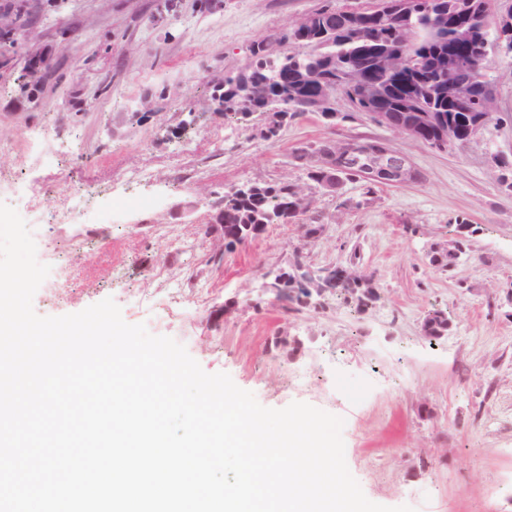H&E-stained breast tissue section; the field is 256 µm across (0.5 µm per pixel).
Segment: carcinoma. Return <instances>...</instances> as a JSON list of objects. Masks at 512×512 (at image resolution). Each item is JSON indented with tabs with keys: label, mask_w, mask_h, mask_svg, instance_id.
<instances>
[{
	"label": "carcinoma",
	"mask_w": 512,
	"mask_h": 512,
	"mask_svg": "<svg viewBox=\"0 0 512 512\" xmlns=\"http://www.w3.org/2000/svg\"><path fill=\"white\" fill-rule=\"evenodd\" d=\"M426 2L427 0H412V14L400 30L379 22L374 7L348 12L341 10L340 16L349 15L359 25L373 28V36L364 41L338 32L334 43L326 46L315 45L306 54L288 57V67L321 69L329 72L336 91L343 95H348L350 90L356 89L352 82H358L363 78L379 80L389 86L382 106L363 102L358 107L360 112L367 114L378 112L382 108L388 112H401L406 98L414 95L423 107L434 113L437 123L446 124L453 119L462 127L467 115L456 111L448 105V100L440 95L441 89L448 83V75L437 69L422 72L406 65L386 75L379 70L375 62L378 51L395 45L402 37L409 45L411 56L422 50L436 54L451 48L452 32H434L427 27L426 18L422 13V7ZM493 3L494 0H474V10L463 9L456 15V19L486 25ZM239 74L251 75L261 83L260 103L252 109H244L220 93L214 96L213 100L216 103V110L224 115L244 119L257 112L266 118L270 112H279L288 121L312 111L315 87L294 88L290 75L279 69L278 63L256 59L239 71ZM300 192V184L291 181L255 184L244 192L231 188L224 191V197L219 201V209L212 215V222L285 224L299 205ZM324 295L335 297L359 312L373 307L380 300L376 285L367 279L365 273L357 269V264L352 260L334 266ZM450 328L451 321L443 309H432L423 319L422 333L430 340L448 335Z\"/></svg>",
	"instance_id": "1"
}]
</instances>
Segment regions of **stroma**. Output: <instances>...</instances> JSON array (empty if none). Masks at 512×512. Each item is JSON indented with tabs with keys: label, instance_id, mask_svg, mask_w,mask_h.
<instances>
[{
	"label": "stroma",
	"instance_id": "stroma-1",
	"mask_svg": "<svg viewBox=\"0 0 512 512\" xmlns=\"http://www.w3.org/2000/svg\"><path fill=\"white\" fill-rule=\"evenodd\" d=\"M378 0H48L28 40L0 66V203L17 210L37 255H69L33 298L41 316L105 298L125 322L182 344L210 374L224 372L265 407L303 402L344 420L345 460L372 502L414 512H512V57L491 55L500 120L461 147L437 149L380 126L336 94L328 124L308 112L277 138L261 116L210 111L225 76L252 63L260 40L283 38L317 9ZM53 49V76L20 89L31 46ZM379 138L417 181L365 193L345 181L316 192L325 226L305 250L316 267L355 261L380 301L300 309L262 292L287 266L299 224H273L214 260L208 226L225 189L305 183L293 148ZM132 170L147 172L131 182ZM70 213L69 223H57ZM474 228L455 266L430 246ZM240 308L225 314L224 305ZM451 330L428 340L430 309ZM295 341L284 353L280 337Z\"/></svg>",
	"mask_w": 512,
	"mask_h": 512
}]
</instances>
